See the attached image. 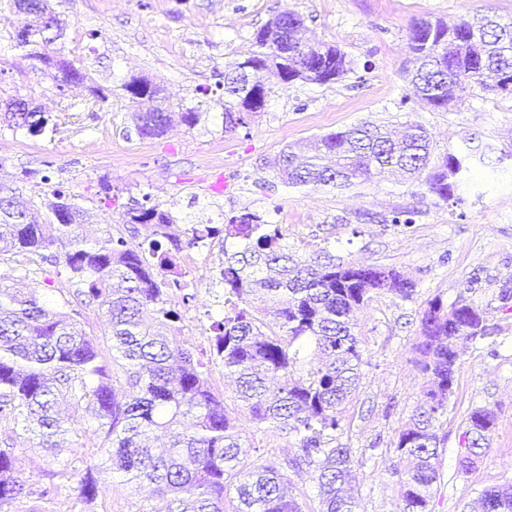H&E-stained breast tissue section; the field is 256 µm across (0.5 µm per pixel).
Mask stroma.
Returning <instances> with one entry per match:
<instances>
[{"label": "stroma", "mask_w": 512, "mask_h": 512, "mask_svg": "<svg viewBox=\"0 0 512 512\" xmlns=\"http://www.w3.org/2000/svg\"><path fill=\"white\" fill-rule=\"evenodd\" d=\"M67 25L62 53L101 87L103 100L78 89L60 94L49 75L34 67L10 35L30 16L0 7V115L12 100H27L49 123L38 135L13 131L0 118V185L21 186L38 203L59 189L83 211L77 232L88 240L109 235L130 243L152 236L149 226L121 220L133 201L149 196L171 212L170 231L184 235L193 224H221L238 211L263 213L279 225L292 250L303 257L336 256L347 264L393 268L417 285L405 300L372 294L356 313L355 332L365 349L361 381L341 414L339 439L354 450L352 493L358 512H400L399 475L405 461L393 443L419 403L426 378L415 365L413 345L424 301L445 306L478 305L490 338L467 344L458 361L448 412L441 419V480L431 512H463L490 486L512 483V95L471 90L446 111L421 102L409 82L408 38L421 20L448 24L463 15L512 20V0H51ZM293 13L310 42L341 48L352 61L342 81L324 86L267 83L266 107L246 127L224 129V67L255 49L257 29L275 16ZM145 76L161 85L172 109L197 107L201 118L187 126L173 119L166 133L145 138L137 113L152 101L135 100L123 85ZM362 121H417L430 133L435 155L464 140L492 145L500 162L475 168V187L461 203L445 202L420 182L400 176L348 190L291 188L273 163L289 146L313 145L321 135ZM25 169L37 179L18 184ZM413 210V224L394 226L392 211ZM0 268L6 287L34 290L50 305L70 303L86 333L105 341L109 327L101 311L82 304L63 266L9 253ZM190 300L169 292L180 318L177 336L190 337L196 356L208 359L210 317L224 313L215 281L190 272ZM208 381L239 420L244 459L256 466L285 467L290 492L303 512H318L319 488L312 470L286 468L294 439L252 423L222 365H210ZM494 410L497 426L490 447L468 471L461 470L460 440L468 413ZM29 478L34 493L7 512H77L71 488L77 474L97 471V502L84 512H143L146 492L124 485L119 474L97 470L104 454L88 434H68L58 454L40 448L18 424L0 427ZM56 494L45 502L39 487Z\"/></svg>", "instance_id": "stroma-1"}]
</instances>
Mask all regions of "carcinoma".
Returning a JSON list of instances; mask_svg holds the SVG:
<instances>
[{
	"mask_svg": "<svg viewBox=\"0 0 512 512\" xmlns=\"http://www.w3.org/2000/svg\"><path fill=\"white\" fill-rule=\"evenodd\" d=\"M37 18L27 37H12L15 46L40 62L63 92L84 86L94 99L103 89L84 84L74 64L45 52L44 19L53 15L49 0H36ZM488 27V38L476 39L472 29ZM303 20L289 15L288 26L276 17L254 35L257 51L226 65L225 130L246 124L264 110L266 81L288 85L297 80L327 85L351 71V61L339 47L303 39ZM414 70L412 83L433 110L446 111L478 86L498 90L499 75L512 73V23L462 18L449 27L441 22L412 26L408 43ZM250 68L257 81L250 101L234 93L231 75ZM134 99H158L162 89L146 77L124 85ZM48 118L41 112H11L9 126L42 132ZM169 113L155 109L136 114L143 137L166 132ZM492 147L469 142L448 150L431 164L427 129L408 124L404 137L393 140L386 126L363 122L320 137L311 156L292 150L281 153L275 167L291 187L344 189L372 183L401 171L424 177L427 191L443 201L460 200V190L472 182L474 161L484 162ZM0 192V242L18 253L62 261L78 293L109 317V355L87 335L65 306L51 307L35 292L17 295L0 287V421L33 420L39 447L54 449V437L70 423L54 411L62 396L85 412L91 433L108 457L100 470L118 472L124 482L151 488L144 512H302L288 496L287 476L275 467H248L240 458L242 438L236 418L208 384L205 365L174 333L177 314L166 306L163 287L183 288L187 271L181 264L182 240L166 232L172 216L157 205L135 204L122 215L125 224H147L168 245L150 239L137 245L109 236L92 243L75 231L80 207L57 190L43 202L49 219L40 224L26 211L12 209ZM208 236L236 239L243 246L224 249V302L232 309L214 321V360L235 376L238 397L252 422L291 435L297 454L289 466H306L316 473L319 512H357L355 498L345 491L352 479L353 451L338 442L341 407L356 390L364 348L354 333L356 310L377 291L410 299L416 284L393 269L373 266L366 281L355 279L354 268L328 258L324 263L292 252L278 225L243 211L220 226L206 224ZM263 306L265 317L254 315ZM486 338L469 318L448 324V309L439 298L426 302L420 334L414 346L416 365L427 377L422 398L400 431L395 449L409 461L399 477L402 512H430L440 481L438 430L448 411L457 371L450 344ZM126 368L131 398L116 397L118 378L110 364ZM493 411L479 407L466 418L471 439L468 456L459 464L470 468L488 449L484 434ZM169 448L151 446L152 434L174 429ZM76 499L92 503L96 482L85 473L74 488ZM29 493L16 475L11 448H0V508ZM478 512H512V483L482 490Z\"/></svg>",
	"mask_w": 512,
	"mask_h": 512,
	"instance_id": "obj_1",
	"label": "carcinoma"
}]
</instances>
